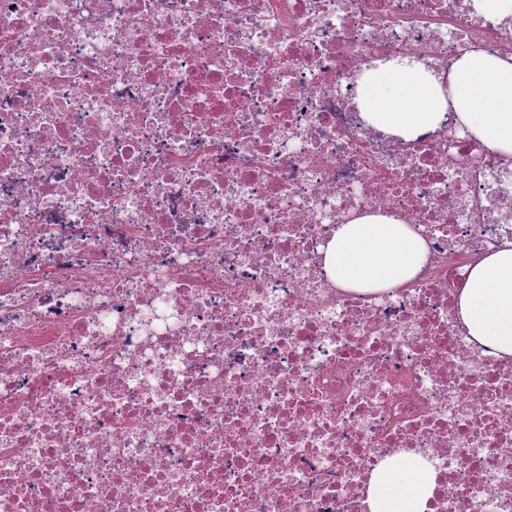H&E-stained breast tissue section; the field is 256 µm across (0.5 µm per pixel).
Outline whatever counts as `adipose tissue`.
<instances>
[{"instance_id": "ef3b65f1", "label": "adipose tissue", "mask_w": 512, "mask_h": 512, "mask_svg": "<svg viewBox=\"0 0 512 512\" xmlns=\"http://www.w3.org/2000/svg\"><path fill=\"white\" fill-rule=\"evenodd\" d=\"M363 118L376 129L411 138L435 128L446 111L494 152L512 155V61L465 53L440 82L424 65L380 64L358 81ZM427 258L411 227L386 215H366L337 225L324 251V268L337 285L379 291L413 278ZM469 336L503 360L512 359V243L475 264L458 300ZM434 475L410 457L374 471L371 512H426Z\"/></svg>"}]
</instances>
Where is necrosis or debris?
I'll use <instances>...</instances> for the list:
<instances>
[{
	"instance_id": "1",
	"label": "necrosis or debris",
	"mask_w": 512,
	"mask_h": 512,
	"mask_svg": "<svg viewBox=\"0 0 512 512\" xmlns=\"http://www.w3.org/2000/svg\"><path fill=\"white\" fill-rule=\"evenodd\" d=\"M512 59L473 0H0V512H512V361L466 332L512 242V157L454 116L404 140L356 79ZM427 261L336 285L337 225ZM427 258L425 242L394 217L366 215L337 225L324 268L343 288L379 291L413 278ZM434 474L419 457L374 471L368 503L372 512H426Z\"/></svg>"
}]
</instances>
